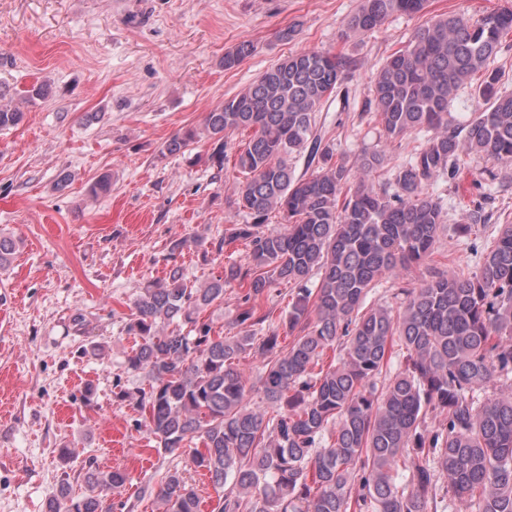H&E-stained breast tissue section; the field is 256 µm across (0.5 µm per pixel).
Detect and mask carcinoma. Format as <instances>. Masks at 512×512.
I'll return each mask as SVG.
<instances>
[{
    "mask_svg": "<svg viewBox=\"0 0 512 512\" xmlns=\"http://www.w3.org/2000/svg\"><path fill=\"white\" fill-rule=\"evenodd\" d=\"M426 4L361 0L345 28L366 33ZM510 33L512 3L477 19L451 13L418 26L372 80L380 140L356 166L317 130L316 112L351 66L331 52L287 56L208 112L203 129L166 142L176 155L203 131L209 160L222 167L227 138L251 132L235 161L244 179L234 204L254 223L218 245L244 243L248 263L226 265L197 287L173 268L142 289L127 317L139 343L126 368L151 377L136 398L139 427L165 454L193 448L190 465L219 492L214 512H453L458 502L467 512H512V383L484 396L497 374L512 370V224L476 268H437L418 287L395 288L397 307L365 308L374 288L434 252L448 223L434 178L472 155L512 165V93L498 90L491 70ZM254 51L243 42L225 52L224 69ZM476 76L474 111L448 119L451 101ZM23 118L0 103V132ZM411 136L419 145L375 183L385 144ZM301 157L306 171L297 176L291 161ZM111 192L107 175L88 186L92 198ZM274 212L282 223L271 228ZM463 220L455 230L468 236L486 216L476 207ZM277 281L294 290L280 318L294 336L285 352L277 331L253 332L270 318L257 300ZM235 287L237 333L222 336L200 315L223 307L224 289ZM396 339L406 355L387 378ZM251 351L266 360L260 406L250 404L239 365ZM434 411L444 418L431 429ZM83 480L78 495L62 483L47 512H108L106 497L127 477L89 469ZM156 498L159 512H200L178 470L162 478Z\"/></svg>",
    "mask_w": 512,
    "mask_h": 512,
    "instance_id": "cac0c4a2",
    "label": "carcinoma"
}]
</instances>
